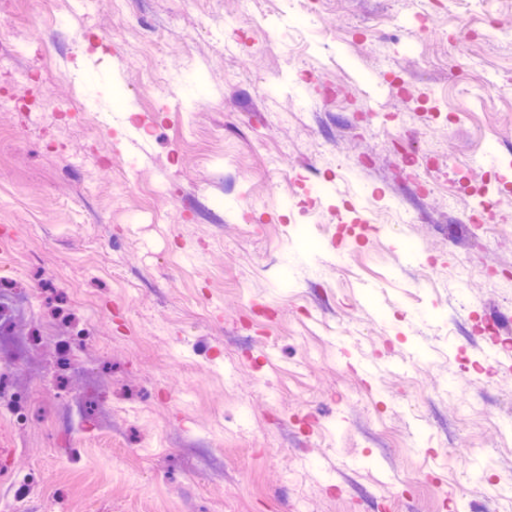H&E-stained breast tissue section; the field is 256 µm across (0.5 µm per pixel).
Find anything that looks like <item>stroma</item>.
<instances>
[{
	"instance_id": "35a3bbf8",
	"label": "stroma",
	"mask_w": 512,
	"mask_h": 512,
	"mask_svg": "<svg viewBox=\"0 0 512 512\" xmlns=\"http://www.w3.org/2000/svg\"><path fill=\"white\" fill-rule=\"evenodd\" d=\"M0 96V285L87 330L0 512H512V0H0Z\"/></svg>"
}]
</instances>
